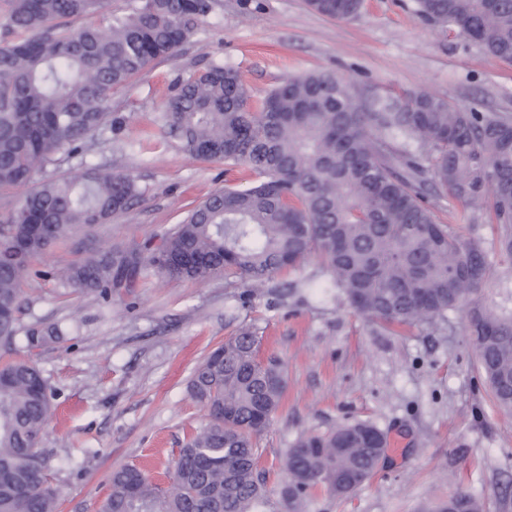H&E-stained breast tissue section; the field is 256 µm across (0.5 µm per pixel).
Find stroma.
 <instances>
[{"label": "stroma", "mask_w": 512, "mask_h": 512, "mask_svg": "<svg viewBox=\"0 0 512 512\" xmlns=\"http://www.w3.org/2000/svg\"><path fill=\"white\" fill-rule=\"evenodd\" d=\"M214 63L239 68L256 102L287 76L318 69L353 79L366 97L421 91L512 114V62L425 22L413 0H363L347 20L307 0H214L177 55L113 94L84 157L63 156L46 169L50 177L130 172L140 190L134 206L94 236L75 231L37 259L26 286L20 329L59 330L31 357L54 404L41 449L60 512H99L109 475L125 465L148 466L166 483L185 436L208 420L189 394L191 372L243 327L260 337L259 358L278 357L286 375L278 411L253 438L269 472L265 512H286L281 458L301 434L357 421L388 440L374 476L345 498L315 492L304 512H421L458 489L485 512H512V413L497 407L477 368L464 311L384 328L327 287L314 257L258 287L233 275L198 283L151 272L108 302L55 280L78 248L159 240L207 195L239 184V169L190 158L178 140L157 135L168 87ZM428 199L439 223L495 248L482 298L504 305L512 256L497 251L490 213L443 189Z\"/></svg>", "instance_id": "obj_1"}]
</instances>
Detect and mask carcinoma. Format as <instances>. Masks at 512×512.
<instances>
[{
    "label": "carcinoma",
    "instance_id": "cac0c4a2",
    "mask_svg": "<svg viewBox=\"0 0 512 512\" xmlns=\"http://www.w3.org/2000/svg\"><path fill=\"white\" fill-rule=\"evenodd\" d=\"M0 31V512H58L40 448L52 398L37 364L14 358L31 263L76 229L127 212L140 195L128 173L83 171L33 184L56 155L83 152L112 94L156 60L175 55L209 16L213 0H6ZM362 0H308L349 18ZM417 13L512 61V0H416ZM102 16L74 30L73 18ZM160 136L192 157L243 167L256 180L226 186L191 209L156 245L83 250L60 279L102 300L150 269L170 280L235 274L255 285L314 255L330 285L360 314L386 326L468 317L478 369L497 405L512 410V310L479 298L490 255L437 222L432 183L487 206L512 255V115L480 112L421 92L361 100L329 71L291 75L259 106L239 71L213 64L176 82L161 106ZM243 327L194 369L190 390L208 410L179 449L163 488L141 468L109 476L100 512H261L266 472L253 436L279 409L282 363L257 356ZM387 447L369 422L300 435L282 461L288 512L310 491L343 498L367 483ZM435 512H484L457 490Z\"/></svg>",
    "mask_w": 512,
    "mask_h": 512
}]
</instances>
